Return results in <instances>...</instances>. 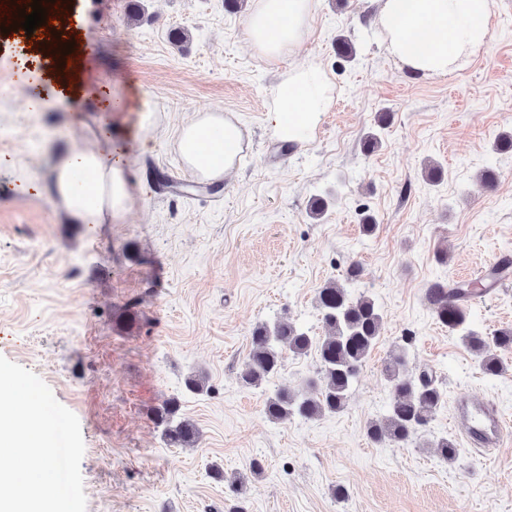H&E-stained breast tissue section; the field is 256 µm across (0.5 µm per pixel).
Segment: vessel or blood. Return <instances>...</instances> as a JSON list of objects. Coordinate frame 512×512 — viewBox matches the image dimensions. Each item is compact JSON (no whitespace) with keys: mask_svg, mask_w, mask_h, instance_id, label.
Masks as SVG:
<instances>
[{"mask_svg":"<svg viewBox=\"0 0 512 512\" xmlns=\"http://www.w3.org/2000/svg\"><path fill=\"white\" fill-rule=\"evenodd\" d=\"M452 422L477 447L500 448L512 440L507 436V422L498 407L476 396L456 400Z\"/></svg>","mask_w":512,"mask_h":512,"instance_id":"1","label":"vessel or blood"}]
</instances>
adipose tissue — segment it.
Instances as JSON below:
<instances>
[{
  "label": "adipose tissue",
  "mask_w": 512,
  "mask_h": 512,
  "mask_svg": "<svg viewBox=\"0 0 512 512\" xmlns=\"http://www.w3.org/2000/svg\"><path fill=\"white\" fill-rule=\"evenodd\" d=\"M377 24L388 54L424 78L462 67L491 37L493 0H378ZM316 0H252L246 29L259 56L278 58L307 39ZM30 52L44 59L42 75L59 96L85 93L79 48L31 36ZM332 102V87L316 67L289 68L271 91L272 131L286 144L309 139ZM81 149L57 155L42 179L28 188L47 197L89 231L111 223L130 203L129 174L122 146L108 128L89 129ZM243 131L220 112L194 114L176 132L175 147L193 175L221 180L235 165Z\"/></svg>",
  "instance_id": "ef3b65f1"
}]
</instances>
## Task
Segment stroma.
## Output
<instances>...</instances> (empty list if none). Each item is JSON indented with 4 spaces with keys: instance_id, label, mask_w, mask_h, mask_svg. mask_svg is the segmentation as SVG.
I'll return each instance as SVG.
<instances>
[{
    "instance_id": "obj_1",
    "label": "stroma",
    "mask_w": 512,
    "mask_h": 512,
    "mask_svg": "<svg viewBox=\"0 0 512 512\" xmlns=\"http://www.w3.org/2000/svg\"><path fill=\"white\" fill-rule=\"evenodd\" d=\"M72 6L85 82L111 86L127 107L104 112L88 94L28 112L0 44V85L13 91L0 101V356L37 374L78 417L86 512H226L237 503L245 512H512V443L481 455L451 424L455 398L467 394L494 401L512 422V351L502 375L486 376L427 300L433 282L469 280L512 256V151L495 148L512 134V0H495L488 45L437 78L388 57L376 0H319L302 48L274 61L248 45L249 0ZM340 35L354 43L353 61L339 55ZM309 63L330 79L333 103L313 139L283 156L270 132L271 88ZM144 100L154 111L145 129ZM205 110L244 131L220 192L183 196L151 183L153 173L190 180L174 133ZM89 121L123 139L132 172L131 207L93 234L19 183L20 169L40 176L58 152L84 146ZM372 133L381 144L370 152ZM317 198L327 207L314 219ZM353 263L362 276L350 291L375 301L385 328L348 406L271 421L267 397L301 389L318 362L289 354L276 378L243 387L253 330L286 316L323 335L317 292ZM466 311L467 329H512V281ZM399 346L412 374L435 373L446 399L412 443L377 445L366 427L386 412L382 364ZM194 375L203 391L186 389ZM172 399L200 431L194 447H169L152 419ZM442 436L459 448L456 462L433 449Z\"/></svg>"
}]
</instances>
